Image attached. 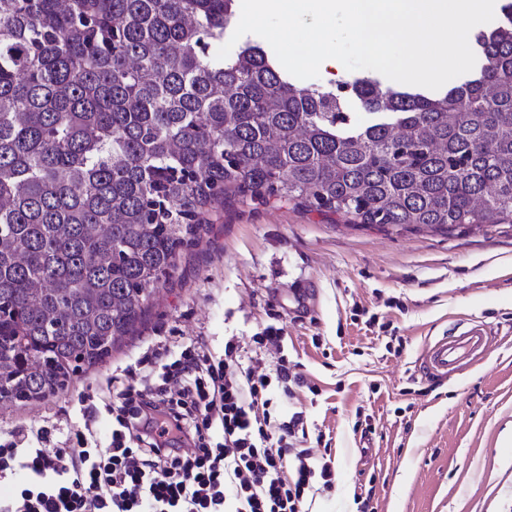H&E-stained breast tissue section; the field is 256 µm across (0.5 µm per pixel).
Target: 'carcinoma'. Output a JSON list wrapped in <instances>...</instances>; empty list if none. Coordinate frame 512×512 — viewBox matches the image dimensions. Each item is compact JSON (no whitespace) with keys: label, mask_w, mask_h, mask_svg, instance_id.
I'll return each instance as SVG.
<instances>
[{"label":"carcinoma","mask_w":512,"mask_h":512,"mask_svg":"<svg viewBox=\"0 0 512 512\" xmlns=\"http://www.w3.org/2000/svg\"><path fill=\"white\" fill-rule=\"evenodd\" d=\"M238 0H0V405L110 357L235 197L360 226L512 224V0L442 90L298 80Z\"/></svg>","instance_id":"carcinoma-1"}]
</instances>
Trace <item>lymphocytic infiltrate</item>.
I'll return each instance as SVG.
<instances>
[{
    "label": "lymphocytic infiltrate",
    "mask_w": 512,
    "mask_h": 512,
    "mask_svg": "<svg viewBox=\"0 0 512 512\" xmlns=\"http://www.w3.org/2000/svg\"><path fill=\"white\" fill-rule=\"evenodd\" d=\"M254 362L235 341L219 354L186 336L113 375L81 424L1 429L0 512H301L332 472L294 450L309 434L301 414H275V391L291 396L300 375L284 358L271 372Z\"/></svg>",
    "instance_id": "obj_1"
}]
</instances>
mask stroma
<instances>
[{
  "label": "stroma",
  "mask_w": 512,
  "mask_h": 512,
  "mask_svg": "<svg viewBox=\"0 0 512 512\" xmlns=\"http://www.w3.org/2000/svg\"><path fill=\"white\" fill-rule=\"evenodd\" d=\"M206 221L141 333L44 403L0 409V426L78 420L80 394L107 395L113 367L152 345L201 336L220 353L233 336L255 349L277 312L284 345L257 349L258 366L296 364L290 409L321 435L313 453L333 478L308 492L305 512H356L364 496L373 512H512V224L357 227L248 198ZM478 322L497 334L487 354L427 372L426 345Z\"/></svg>",
  "instance_id": "stroma-1"
}]
</instances>
